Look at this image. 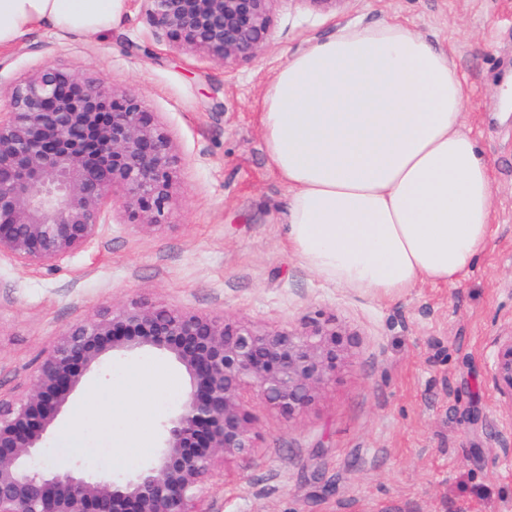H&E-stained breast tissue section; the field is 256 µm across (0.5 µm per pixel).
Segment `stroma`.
I'll use <instances>...</instances> for the list:
<instances>
[{"mask_svg": "<svg viewBox=\"0 0 512 512\" xmlns=\"http://www.w3.org/2000/svg\"><path fill=\"white\" fill-rule=\"evenodd\" d=\"M405 24L448 52L466 90L463 122L492 173L487 249L452 285L421 283L383 299L325 281L288 246V188L268 161L259 122L266 89L292 55L347 24ZM272 37L228 69L148 34L128 0L121 24L92 36L46 25L0 46V81L46 61L115 93H133L168 134L179 160L167 224L128 221L121 195L112 219L54 276L0 255V397L28 390L64 328L137 301L240 322L260 330L319 323L336 330L334 377L294 416L249 406L250 459L217 458L208 512H512V409L489 379L495 337L512 333V0H341L324 12L278 0ZM151 351L105 359L92 387L61 418L86 450L122 477L156 453L125 448L139 409L151 433L184 399L156 398L138 375Z\"/></svg>", "mask_w": 512, "mask_h": 512, "instance_id": "obj_1", "label": "stroma"}]
</instances>
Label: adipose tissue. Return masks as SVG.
<instances>
[{"instance_id":"1","label":"adipose tissue","mask_w":512,"mask_h":512,"mask_svg":"<svg viewBox=\"0 0 512 512\" xmlns=\"http://www.w3.org/2000/svg\"><path fill=\"white\" fill-rule=\"evenodd\" d=\"M124 14L125 0H0V46L44 24L92 35ZM465 99L447 51L398 23L346 26L288 59L260 120L309 270L378 297L466 274L488 244L492 180Z\"/></svg>"}]
</instances>
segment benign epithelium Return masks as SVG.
I'll use <instances>...</instances> for the list:
<instances>
[{"instance_id":"benign-epithelium-1","label":"benign epithelium","mask_w":512,"mask_h":512,"mask_svg":"<svg viewBox=\"0 0 512 512\" xmlns=\"http://www.w3.org/2000/svg\"><path fill=\"white\" fill-rule=\"evenodd\" d=\"M150 35L225 67L271 38L279 0H138ZM175 157L166 132L135 94L117 95L48 61L0 86V252L47 273L107 223L121 191L128 217L167 223ZM490 374L512 407V333L495 340ZM152 350L184 368L189 390L161 423L155 456L126 478L35 470L32 457L90 368ZM336 332L288 331L133 303L67 328L28 391L0 399V512H204L217 454L255 448L248 405L304 411L336 371Z\"/></svg>"}]
</instances>
